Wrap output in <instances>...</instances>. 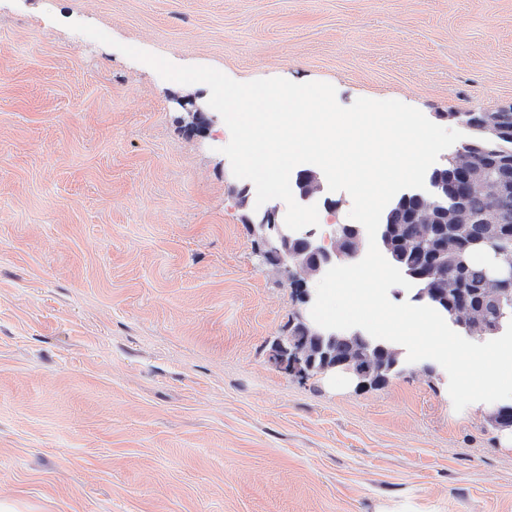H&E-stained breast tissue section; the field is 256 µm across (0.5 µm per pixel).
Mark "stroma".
<instances>
[{
	"mask_svg": "<svg viewBox=\"0 0 512 512\" xmlns=\"http://www.w3.org/2000/svg\"><path fill=\"white\" fill-rule=\"evenodd\" d=\"M122 43L441 126L512 104V0H0V512H512V447L441 365H273L301 305L230 131Z\"/></svg>",
	"mask_w": 512,
	"mask_h": 512,
	"instance_id": "1",
	"label": "stroma"
}]
</instances>
